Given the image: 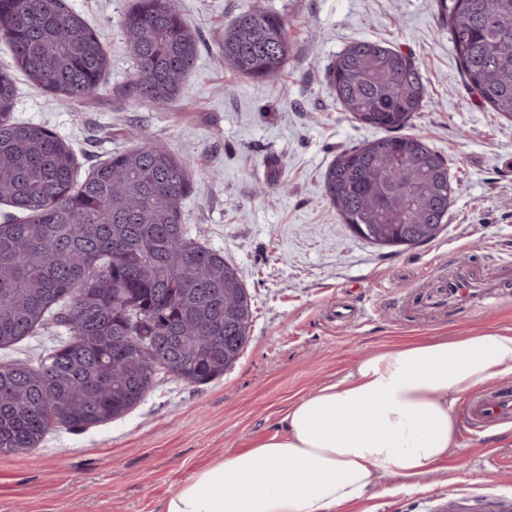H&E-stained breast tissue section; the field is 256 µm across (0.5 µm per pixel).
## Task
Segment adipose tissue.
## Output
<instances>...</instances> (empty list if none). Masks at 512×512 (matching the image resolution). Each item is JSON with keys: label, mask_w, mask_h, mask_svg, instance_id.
Instances as JSON below:
<instances>
[{"label": "adipose tissue", "mask_w": 512, "mask_h": 512, "mask_svg": "<svg viewBox=\"0 0 512 512\" xmlns=\"http://www.w3.org/2000/svg\"><path fill=\"white\" fill-rule=\"evenodd\" d=\"M512 374V334L477 330L374 352L293 402L281 433L198 469L164 512H335L378 474L413 489L458 448L454 403Z\"/></svg>", "instance_id": "ef3b65f1"}]
</instances>
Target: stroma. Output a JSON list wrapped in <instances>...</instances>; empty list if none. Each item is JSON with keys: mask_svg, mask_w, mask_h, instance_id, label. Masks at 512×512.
I'll return each instance as SVG.
<instances>
[{"mask_svg": "<svg viewBox=\"0 0 512 512\" xmlns=\"http://www.w3.org/2000/svg\"><path fill=\"white\" fill-rule=\"evenodd\" d=\"M99 36L109 67L96 95L62 98L17 77L13 116L54 131L76 157L79 177L112 154L162 144L190 170L207 171L182 204L192 238L235 264L251 295L243 354L224 376L190 384L160 375L121 418L85 429L54 426L30 454H0V512H162L197 469L274 435L286 407L341 380L367 353L474 329L512 330V299L486 314L394 315L388 290L438 286L437 267L488 272L512 253V123L484 106L459 74L442 0H179L198 57L177 101L157 106L130 90L133 59L119 22L132 0H65ZM288 22L293 52L264 80L237 75L223 59L224 30L248 7ZM379 40L409 53L428 93L413 120L462 184L432 242L393 252L352 235L330 206L323 173L348 147L377 138L352 121L326 68L347 44ZM349 301L365 321L330 314ZM62 330L37 328L0 347V364L38 365ZM413 490L381 476L372 495L336 512H448L449 496L493 512L512 489V427L459 439ZM500 452L496 473L484 453Z\"/></svg>", "mask_w": 512, "mask_h": 512, "instance_id": "35a3bbf8", "label": "stroma"}]
</instances>
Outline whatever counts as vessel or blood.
Instances as JSON below:
<instances>
[{
  "mask_svg": "<svg viewBox=\"0 0 512 512\" xmlns=\"http://www.w3.org/2000/svg\"><path fill=\"white\" fill-rule=\"evenodd\" d=\"M512 287V260L501 259L494 277L461 269L456 275L442 281L440 288L426 298L424 306L430 310L462 306L472 314H480L497 305ZM467 427L483 432L512 424V386H495L470 399L461 411Z\"/></svg>",
  "mask_w": 512,
  "mask_h": 512,
  "instance_id": "obj_1",
  "label": "vessel or blood"
}]
</instances>
